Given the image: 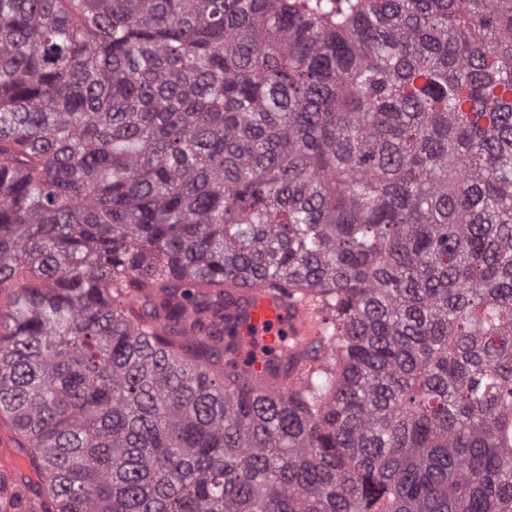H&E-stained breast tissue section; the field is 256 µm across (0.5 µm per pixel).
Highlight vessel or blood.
I'll return each instance as SVG.
<instances>
[{"label": "vessel or blood", "mask_w": 512, "mask_h": 512, "mask_svg": "<svg viewBox=\"0 0 512 512\" xmlns=\"http://www.w3.org/2000/svg\"><path fill=\"white\" fill-rule=\"evenodd\" d=\"M224 322L234 327L239 336L259 338L267 346L268 351L264 354L254 356L244 350L238 355L244 375L263 385L274 383L275 371L285 367L279 356L282 337L310 340L317 334L314 317L300 309L292 299L254 285L237 289L225 302ZM17 459L12 434L1 432L0 481L4 482L8 495L22 497L27 489L14 477Z\"/></svg>", "instance_id": "b4317fda"}]
</instances>
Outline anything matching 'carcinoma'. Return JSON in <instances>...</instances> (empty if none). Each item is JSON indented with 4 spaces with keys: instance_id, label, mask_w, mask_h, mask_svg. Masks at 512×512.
Returning <instances> with one entry per match:
<instances>
[{
    "instance_id": "1",
    "label": "carcinoma",
    "mask_w": 512,
    "mask_h": 512,
    "mask_svg": "<svg viewBox=\"0 0 512 512\" xmlns=\"http://www.w3.org/2000/svg\"><path fill=\"white\" fill-rule=\"evenodd\" d=\"M0 425V512H512V0H0ZM224 325L234 327L245 339L259 338L267 346L266 354L253 357L244 349L238 355L244 375L263 386L277 382L276 369L280 374L284 372L285 361L278 357L282 336L310 341L318 333L314 317L300 309L287 295L254 285L238 288L233 297L224 302ZM14 445L12 434L2 431L0 433V476L4 480L3 484L7 487L8 496L21 497L25 503L27 489L22 482L16 481L14 478V469L18 459Z\"/></svg>"
}]
</instances>
